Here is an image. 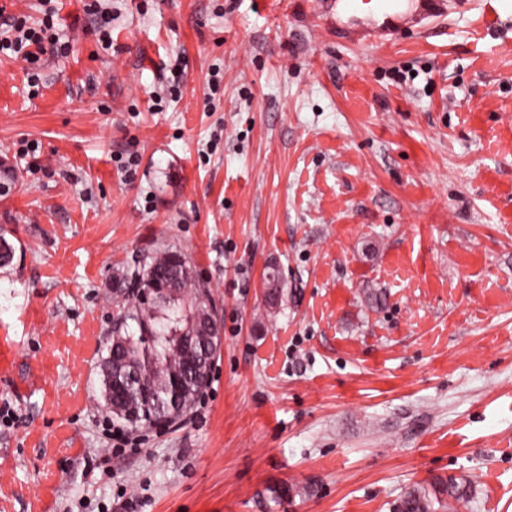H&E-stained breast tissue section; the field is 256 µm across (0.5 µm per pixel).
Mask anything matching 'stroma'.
Returning <instances> with one entry per match:
<instances>
[{
  "mask_svg": "<svg viewBox=\"0 0 512 512\" xmlns=\"http://www.w3.org/2000/svg\"><path fill=\"white\" fill-rule=\"evenodd\" d=\"M83 5L38 93L0 56V512H393L449 476L458 512H512V0L495 35L473 10L363 46L317 0H112L106 51ZM163 251L223 345L116 457L112 276Z\"/></svg>",
  "mask_w": 512,
  "mask_h": 512,
  "instance_id": "stroma-1",
  "label": "stroma"
}]
</instances>
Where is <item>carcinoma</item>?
<instances>
[{
	"mask_svg": "<svg viewBox=\"0 0 512 512\" xmlns=\"http://www.w3.org/2000/svg\"><path fill=\"white\" fill-rule=\"evenodd\" d=\"M185 263L181 255L169 251L157 255L137 257L133 264L113 277L117 288L136 284L142 289L156 288L161 283L180 294L165 304L129 302L126 319L137 325V332L125 334L126 347L119 351L133 367L151 363L157 370L154 397L140 409L137 425L144 427L155 418L171 413L172 394L182 387L194 385L192 373L176 379L169 373L172 367H192L200 361L201 344L192 354L178 344L177 336L192 310V303L202 291L189 277L178 273ZM470 481L461 478H438L429 484H417L407 489L395 506V512H457V505L473 497Z\"/></svg>",
	"mask_w": 512,
	"mask_h": 512,
	"instance_id": "carcinoma-1",
	"label": "carcinoma"
}]
</instances>
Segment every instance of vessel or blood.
Wrapping results in <instances>:
<instances>
[{
    "label": "vessel or blood",
    "mask_w": 512,
    "mask_h": 512,
    "mask_svg": "<svg viewBox=\"0 0 512 512\" xmlns=\"http://www.w3.org/2000/svg\"><path fill=\"white\" fill-rule=\"evenodd\" d=\"M479 10L482 29L499 26L495 0H376L364 8L361 0H332L325 16L347 42L365 44L384 40L405 30H418L428 21L447 18L450 14Z\"/></svg>",
    "instance_id": "vessel-or-blood-1"
}]
</instances>
